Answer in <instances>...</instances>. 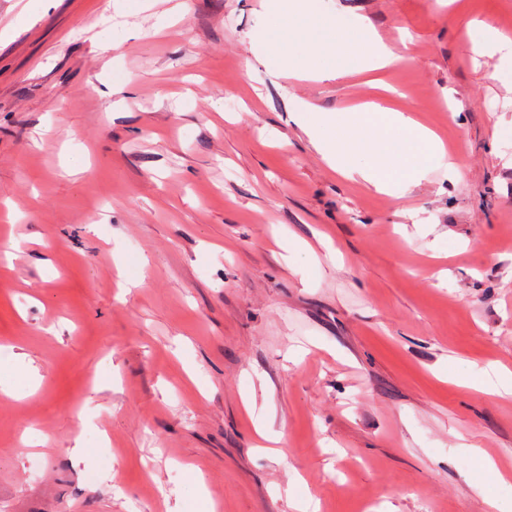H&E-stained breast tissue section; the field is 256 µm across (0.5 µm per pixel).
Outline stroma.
Returning a JSON list of instances; mask_svg holds the SVG:
<instances>
[{
	"label": "stroma",
	"instance_id": "obj_1",
	"mask_svg": "<svg viewBox=\"0 0 512 512\" xmlns=\"http://www.w3.org/2000/svg\"><path fill=\"white\" fill-rule=\"evenodd\" d=\"M324 4L404 65L281 77L261 0H0V512L512 502V65L470 27L512 0ZM300 99L449 158L377 193Z\"/></svg>",
	"mask_w": 512,
	"mask_h": 512
}]
</instances>
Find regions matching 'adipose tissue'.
<instances>
[{
  "instance_id": "ef3b65f1",
  "label": "adipose tissue",
  "mask_w": 512,
  "mask_h": 512,
  "mask_svg": "<svg viewBox=\"0 0 512 512\" xmlns=\"http://www.w3.org/2000/svg\"><path fill=\"white\" fill-rule=\"evenodd\" d=\"M264 10L262 56L281 75L322 81L404 62L365 23L337 32V16L322 0H264ZM294 113L334 170L382 194L391 193L395 181L416 166L423 152L444 153L439 138L414 117L378 102L339 117L302 100Z\"/></svg>"
}]
</instances>
